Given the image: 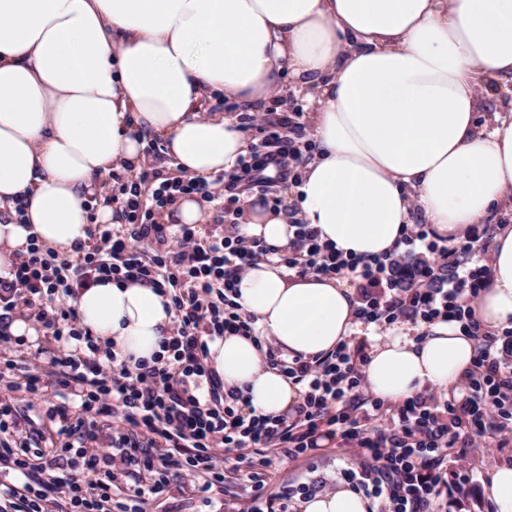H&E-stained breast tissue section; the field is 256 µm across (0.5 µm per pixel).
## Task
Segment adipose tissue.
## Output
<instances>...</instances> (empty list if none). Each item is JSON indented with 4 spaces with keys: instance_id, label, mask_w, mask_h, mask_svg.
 <instances>
[{
    "instance_id": "1",
    "label": "adipose tissue",
    "mask_w": 512,
    "mask_h": 512,
    "mask_svg": "<svg viewBox=\"0 0 512 512\" xmlns=\"http://www.w3.org/2000/svg\"><path fill=\"white\" fill-rule=\"evenodd\" d=\"M291 78L314 104L315 151L299 217L321 242L361 257L390 252L419 204L443 237H460L512 203V118L479 125L478 79L512 81V0H0V274L29 239L75 253L88 243L94 178L134 173L144 139L206 177L236 166L247 143L234 116L200 117L208 93L264 105ZM242 232L288 244L286 212L248 205ZM493 277L474 306L482 329L512 324V225L498 229ZM237 300L289 355L328 354L356 332L353 288L288 276L274 260L238 279ZM81 324L129 369L163 354L168 297L139 281H99L76 299ZM208 362L257 413L282 416L300 386L263 367L255 343L224 335ZM476 339L454 322L371 345L363 374L379 399L453 389L473 370ZM301 512H368L347 487Z\"/></svg>"
}]
</instances>
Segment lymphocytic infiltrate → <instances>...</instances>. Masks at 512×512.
Segmentation results:
<instances>
[{"mask_svg": "<svg viewBox=\"0 0 512 512\" xmlns=\"http://www.w3.org/2000/svg\"><path fill=\"white\" fill-rule=\"evenodd\" d=\"M282 134L251 149L230 179L207 181L180 174L150 188L119 184L116 193L127 223L122 230L94 225L92 249L78 259L31 246L23 261L0 276V311L33 318L51 330L57 352L49 374L22 363L24 339L0 327V363L15 372L0 395V468L14 472V484L0 489V512H147L158 483L134 487L128 503L114 504L113 487L127 473L168 467L175 453L198 492L223 487L217 449L260 455L261 471L272 461L267 449L283 448L299 457L317 446L321 426L361 457L344 476L377 503L376 512H428L431 499L448 484L444 449L464 457L491 447L498 434H512V358L498 342L512 341V328L485 333L474 305L492 280L488 263L476 261L471 242L448 249L431 240L425 225H406L396 247L383 255L360 257L320 244L308 224L294 225L288 246H269L242 234L205 238L193 224L159 223L158 214L178 197L196 194L212 203L223 183L244 182L268 190V171L286 176L299 157L294 139L299 124L280 118ZM425 250L408 287L397 275L416 250ZM278 258L301 276H353L362 292L358 319L367 323L425 324L454 321L478 341L474 369L465 383L445 396L422 390L397 405L371 397L365 387V344L342 342L315 359H261L302 386L294 418L268 417L243 407L242 397L225 391L208 364V342L224 334L254 338L252 320L241 314L235 285L261 259ZM145 281L169 296L174 327L166 344L169 359L127 369L102 353L83 326L74 301L80 290L101 279ZM79 341L70 349V341ZM75 388L78 404L53 405L59 419L51 451L71 455L77 473L52 482L39 480L32 463L40 433L18 429L11 393L25 389L43 398L48 389Z\"/></svg>", "mask_w": 512, "mask_h": 512, "instance_id": "obj_1", "label": "lymphocytic infiltrate"}]
</instances>
